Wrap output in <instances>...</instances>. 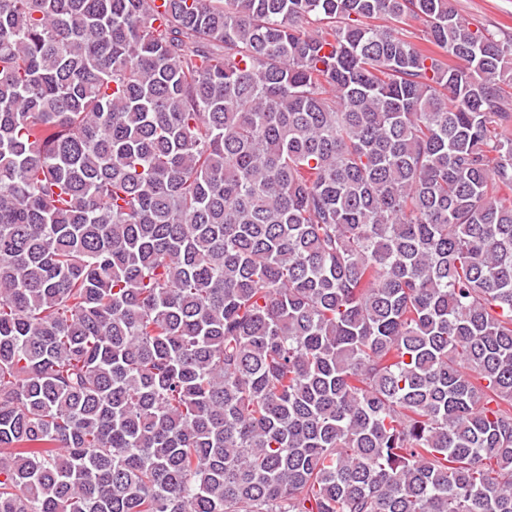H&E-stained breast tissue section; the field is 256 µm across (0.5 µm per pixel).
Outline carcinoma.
I'll return each mask as SVG.
<instances>
[{
	"instance_id": "1",
	"label": "carcinoma",
	"mask_w": 512,
	"mask_h": 512,
	"mask_svg": "<svg viewBox=\"0 0 512 512\" xmlns=\"http://www.w3.org/2000/svg\"><path fill=\"white\" fill-rule=\"evenodd\" d=\"M505 188L453 0H0V512H512Z\"/></svg>"
}]
</instances>
